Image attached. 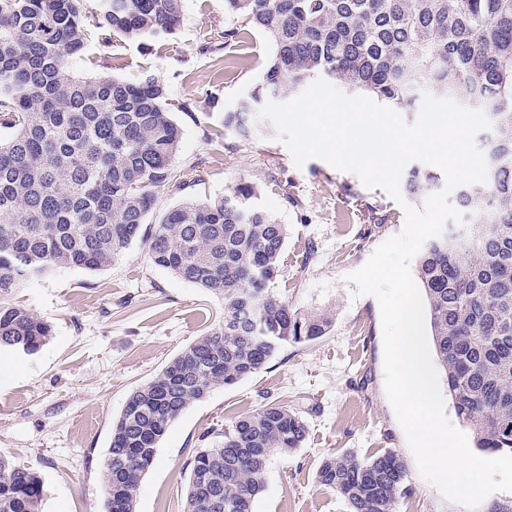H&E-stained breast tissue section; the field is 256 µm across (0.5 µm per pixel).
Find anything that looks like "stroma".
<instances>
[{"mask_svg":"<svg viewBox=\"0 0 512 512\" xmlns=\"http://www.w3.org/2000/svg\"><path fill=\"white\" fill-rule=\"evenodd\" d=\"M230 23L224 0H184L174 34L105 42L93 29L71 67L163 81L182 130L175 165L186 194L214 199L240 181L257 183L258 206L288 228L276 294L302 313L329 316L332 326L316 341L281 347L259 372L185 410L158 445L137 512H182L187 464L202 435L266 403L300 412L307 436L289 456L270 459L252 512H348L318 483L320 466L386 451L399 454L407 474L398 512H464L420 477L385 393L379 305L353 298L344 279L401 229L404 213L384 191L323 160L296 168L272 125L247 143L223 131L225 109L257 82L272 53L257 30L244 46L225 48ZM16 299L52 324L53 338L31 356L0 352V454L39 474L44 512H102L113 419L133 390L222 318L224 304L155 266L138 241L104 269L31 278Z\"/></svg>","mask_w":512,"mask_h":512,"instance_id":"35a3bbf8","label":"stroma"}]
</instances>
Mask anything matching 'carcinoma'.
I'll use <instances>...</instances> for the list:
<instances>
[{
    "instance_id": "obj_1",
    "label": "carcinoma",
    "mask_w": 512,
    "mask_h": 512,
    "mask_svg": "<svg viewBox=\"0 0 512 512\" xmlns=\"http://www.w3.org/2000/svg\"><path fill=\"white\" fill-rule=\"evenodd\" d=\"M0 0V349L34 354L52 325L11 301L33 276L97 271L141 241L154 265L224 302L223 320L133 390L112 421L103 512H136L140 484L168 426L189 406L262 369L289 343L326 335V315L299 312L271 285L286 225L255 205L251 182L218 199L186 197L148 221L158 193L185 190L174 162L182 131L166 85L79 76L87 27L127 40L173 33L184 0ZM239 24L224 45L263 32L271 59L261 79L224 111L243 142L256 114L322 77L380 104L409 109L422 92L482 109L488 180L458 188L467 224L429 240L417 278L431 339L457 417L475 448L512 452V0H224ZM414 199L439 176L405 172ZM302 416L277 404L208 432L189 462L183 512H252L269 459L301 447ZM406 470L398 454L330 458L318 483L350 512H396ZM33 469L0 455V512H43Z\"/></svg>"
}]
</instances>
